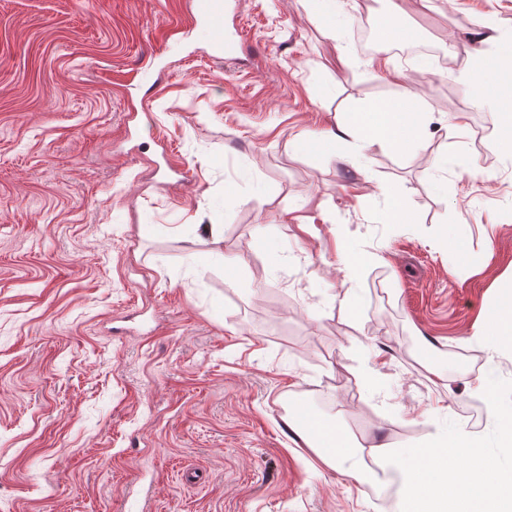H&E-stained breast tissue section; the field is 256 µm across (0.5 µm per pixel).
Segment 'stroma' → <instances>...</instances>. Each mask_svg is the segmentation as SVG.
I'll return each instance as SVG.
<instances>
[{"mask_svg": "<svg viewBox=\"0 0 512 512\" xmlns=\"http://www.w3.org/2000/svg\"><path fill=\"white\" fill-rule=\"evenodd\" d=\"M191 7L0 0V512H394L288 413L393 451L485 428L471 384L512 380L476 335L512 295V155L446 62L512 0H411L405 58L355 44L386 0H233L229 63ZM404 99L405 150L316 147Z\"/></svg>", "mask_w": 512, "mask_h": 512, "instance_id": "stroma-1", "label": "stroma"}]
</instances>
